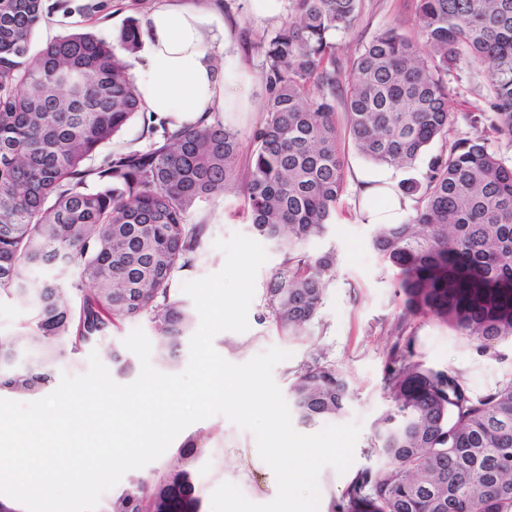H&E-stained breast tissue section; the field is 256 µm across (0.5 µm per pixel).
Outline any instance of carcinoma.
<instances>
[{
	"mask_svg": "<svg viewBox=\"0 0 512 512\" xmlns=\"http://www.w3.org/2000/svg\"><path fill=\"white\" fill-rule=\"evenodd\" d=\"M288 21L263 45L265 119L253 129L245 178L251 229L283 255L265 292L272 324L302 336L317 318L336 252L306 246L327 230L345 188L336 101L355 148L374 165L411 169L448 134V74L485 67L486 108L465 116L480 134L429 158L423 180L398 191L415 202L401 224H377L373 248L400 269L404 314L435 317L487 348L512 340V159L488 136L512 138V0H418L416 34L388 28L354 58L336 37L361 0H289ZM43 0H0V297L23 306L21 331L0 336V392L34 395L54 365L103 342L125 320L147 319L172 365L193 315L172 288L204 254L206 225L188 217L238 181L239 133L218 116L144 149L104 146L140 103L125 60L139 22L111 39L82 27L28 59ZM53 265L90 284L79 302L24 272ZM384 390L392 407L371 443L376 464L357 473L331 512H512V378L482 395L450 369L395 347ZM352 396L316 356L288 389L299 420L343 414ZM204 449L190 439L173 465L110 495L101 512H197L193 473Z\"/></svg>",
	"mask_w": 512,
	"mask_h": 512,
	"instance_id": "carcinoma-1",
	"label": "carcinoma"
}]
</instances>
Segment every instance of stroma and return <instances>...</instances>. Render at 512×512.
Listing matches in <instances>:
<instances>
[{
	"mask_svg": "<svg viewBox=\"0 0 512 512\" xmlns=\"http://www.w3.org/2000/svg\"><path fill=\"white\" fill-rule=\"evenodd\" d=\"M56 2L44 0V16L33 35L31 56H38L47 43L66 34L83 20L90 21L100 35L112 37L127 18L133 16L145 20L154 0H143V9L136 12L129 8L131 0H64L65 6L61 9L57 8ZM211 4L231 27L232 60L244 65L254 77L248 92V111L228 112L222 118L224 124L237 129L243 137L238 157V169L243 172L250 159L249 134L265 117V88L257 78L262 61L261 44L287 20L288 10L280 8L275 19L257 20L248 13L246 0H211ZM416 11L417 0H361L358 23L336 40L337 56L344 61L354 57L376 34L390 27L413 32ZM448 82L451 111L462 114L483 107L486 95L483 68L461 67L449 75ZM336 127L348 179L327 235L311 241L308 246L312 254L329 249L336 252V272L327 283L324 303L316 320L308 328L306 337L301 339L283 335L269 320L264 308L265 288L282 262L280 253L272 250L256 277L248 330L223 332L214 339L216 350L237 364L273 347L289 351V359L273 371L274 380L283 391L288 389L298 366L318 350L349 381L354 395L338 421L358 423L361 432L354 447V461L345 473H338L331 467L321 471L319 512H329L331 500L342 495L355 474L376 462L368 449L375 420L391 407L383 385L386 369L393 359L394 345L411 344L416 359L424 366L453 370L476 395L512 379L511 342H499L480 349L433 317L402 316V298L396 293L400 273L373 249V227L363 221L358 211L352 177L358 169L367 167L368 162L353 145L344 112H337ZM188 221L206 226L205 257L193 269L176 275L173 286L177 289L185 282L205 277L223 267L225 256L215 248L216 239H225L235 233L251 235L243 185H236L221 197L198 203ZM136 328L143 329L149 336L154 333L148 320L123 322L113 331L111 345L79 348L54 367V376L86 373L90 354H98L100 360H107L110 346H122L124 338ZM200 433L206 434L205 445L209 449L195 473L200 512H211V493L225 481L237 484L252 502L263 504L274 499L269 482L270 469L258 456L253 434L220 415L185 428L167 451L154 461V468L168 467L181 445Z\"/></svg>",
	"mask_w": 512,
	"mask_h": 512,
	"instance_id": "1",
	"label": "stroma"
}]
</instances>
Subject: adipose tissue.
I'll use <instances>...</instances> for the list:
<instances>
[{
  "label": "adipose tissue",
  "instance_id": "adipose-tissue-1",
  "mask_svg": "<svg viewBox=\"0 0 512 512\" xmlns=\"http://www.w3.org/2000/svg\"><path fill=\"white\" fill-rule=\"evenodd\" d=\"M227 38L209 0H156L142 29L140 58L130 71L145 112L175 130L246 104V72L230 70L215 57ZM398 178L391 167L357 171L366 223L399 224L408 217L411 201L398 194Z\"/></svg>",
  "mask_w": 512,
  "mask_h": 512
}]
</instances>
